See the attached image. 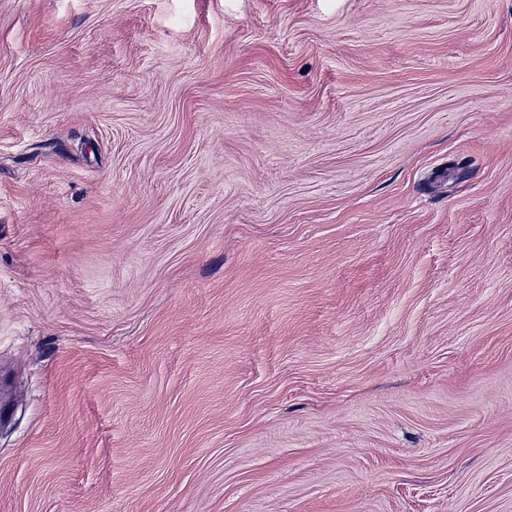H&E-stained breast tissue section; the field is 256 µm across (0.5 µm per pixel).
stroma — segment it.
I'll return each mask as SVG.
<instances>
[{
  "label": "stroma",
  "instance_id": "stroma-1",
  "mask_svg": "<svg viewBox=\"0 0 512 512\" xmlns=\"http://www.w3.org/2000/svg\"><path fill=\"white\" fill-rule=\"evenodd\" d=\"M0 512H512V0H0Z\"/></svg>",
  "mask_w": 512,
  "mask_h": 512
}]
</instances>
